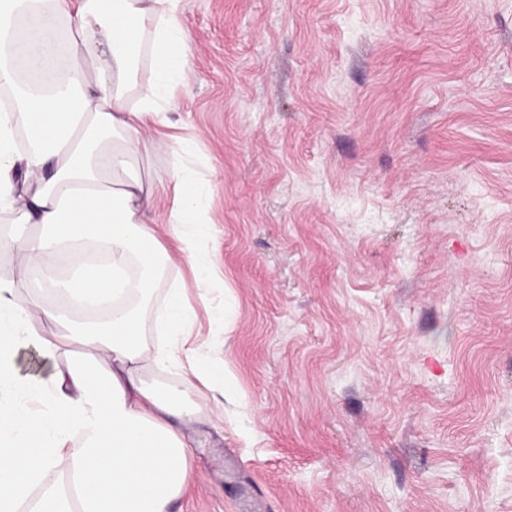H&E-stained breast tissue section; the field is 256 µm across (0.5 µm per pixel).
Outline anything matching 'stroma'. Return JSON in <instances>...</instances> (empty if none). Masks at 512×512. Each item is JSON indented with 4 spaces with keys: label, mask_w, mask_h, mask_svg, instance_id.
Listing matches in <instances>:
<instances>
[{
    "label": "stroma",
    "mask_w": 512,
    "mask_h": 512,
    "mask_svg": "<svg viewBox=\"0 0 512 512\" xmlns=\"http://www.w3.org/2000/svg\"><path fill=\"white\" fill-rule=\"evenodd\" d=\"M224 365L174 512H512V0H183ZM16 376L53 361L14 349Z\"/></svg>",
    "instance_id": "obj_1"
}]
</instances>
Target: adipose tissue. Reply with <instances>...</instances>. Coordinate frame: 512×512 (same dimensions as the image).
<instances>
[{
  "label": "adipose tissue",
  "mask_w": 512,
  "mask_h": 512,
  "mask_svg": "<svg viewBox=\"0 0 512 512\" xmlns=\"http://www.w3.org/2000/svg\"><path fill=\"white\" fill-rule=\"evenodd\" d=\"M181 13L182 0H0V90L9 94L0 105V215L34 227L0 238L18 261L17 279H0V512H170L195 479L190 433L202 409L188 390L147 375L181 367L190 352L195 314L184 290L165 299L169 341L145 337L147 307L172 261L165 240L195 260L209 237L204 187L182 164L163 186L164 233L149 216L160 187L151 161L169 147L153 131L190 55ZM21 26L27 67L53 76L46 89L19 78L12 47ZM63 263L71 274L61 280ZM35 272L71 302L19 294ZM100 301L112 306L106 321L73 319L74 303ZM22 342L63 356L49 381L15 376L12 350Z\"/></svg>",
  "instance_id": "1"
}]
</instances>
